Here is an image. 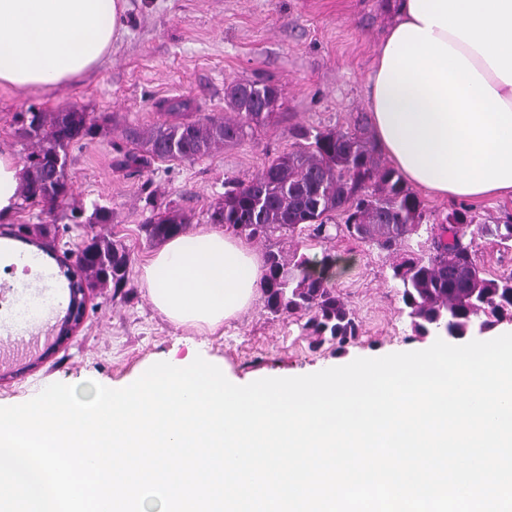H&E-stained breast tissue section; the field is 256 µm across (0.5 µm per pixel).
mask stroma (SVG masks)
<instances>
[{
	"mask_svg": "<svg viewBox=\"0 0 512 512\" xmlns=\"http://www.w3.org/2000/svg\"><path fill=\"white\" fill-rule=\"evenodd\" d=\"M391 0H127L125 28L109 56L90 74L50 95L0 86V148L25 164L33 149L19 113L70 106L87 112L97 125L93 138L69 149L68 179L73 195L54 213L19 203L14 217L0 221V234L21 224L56 223L54 258L45 264L51 285L67 296L68 281L55 258L77 252L88 225L72 210L90 215L112 212L103 231L118 239L130 256L125 288H98L87 298L86 315L73 336L34 368L0 380V406L29 401L53 383L93 380L109 388L131 384L151 363L187 355L223 363L227 376L246 382L266 374L298 377L352 362L429 348L433 337L416 335L390 278L401 252L389 253L355 238L321 240L301 235L255 243L297 249L312 257L335 254L332 284L360 325L343 348H314L298 326L273 318L262 302L223 332L190 333L175 328L147 301L138 270L154 247L141 230L153 206H174L191 217V230L208 226L210 210L222 202L224 184L257 173L272 158L291 151L292 127L353 130L369 124L367 79L377 49L397 16ZM264 79L282 93L278 116L252 136L219 147L195 162H155L144 169H120L123 131L161 120L157 102L187 99L200 115L227 110L224 88L233 80ZM430 223L465 208L480 224L512 223V197L464 202L422 193Z\"/></svg>",
	"mask_w": 512,
	"mask_h": 512,
	"instance_id": "stroma-1",
	"label": "stroma"
}]
</instances>
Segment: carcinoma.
Instances as JSON below:
<instances>
[{
    "label": "carcinoma",
    "mask_w": 512,
    "mask_h": 512,
    "mask_svg": "<svg viewBox=\"0 0 512 512\" xmlns=\"http://www.w3.org/2000/svg\"><path fill=\"white\" fill-rule=\"evenodd\" d=\"M279 101L276 86L241 80L225 92L233 118H195L187 100L162 102L158 104L166 110L162 123L148 131L125 129L132 147L118 149L116 165L144 168L155 160H199L219 145L240 143L270 122ZM19 117L35 146L28 156L21 197L51 210L70 197L68 149L93 137L96 124L74 107ZM292 134L297 149L277 156L245 181L224 183V202L210 211V223L264 241L278 233L291 236L305 230L328 239L334 230L386 251L411 250L425 240L428 256L411 255L391 267V278L417 335L445 334L458 340L512 320V273L487 277L471 244L465 242L467 229L474 225L482 236L512 243V224L476 225L467 209L448 214L444 224L425 223L423 201L399 171L383 165L363 128L296 126ZM335 213L344 216V223H328ZM188 224L184 212L166 208L153 214L142 231L149 241L159 242L185 232ZM50 234L47 224L21 225L17 238L45 252L42 239ZM75 267L81 272L82 287L119 289L128 283L130 258L119 240L95 233L78 252ZM262 297L267 313L301 323L314 348L328 342L341 349L359 335L353 311L304 254L266 252Z\"/></svg>",
    "instance_id": "1"
}]
</instances>
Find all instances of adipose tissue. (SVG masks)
Returning <instances> with one entry per match:
<instances>
[{
	"label": "adipose tissue",
	"instance_id": "obj_1",
	"mask_svg": "<svg viewBox=\"0 0 512 512\" xmlns=\"http://www.w3.org/2000/svg\"><path fill=\"white\" fill-rule=\"evenodd\" d=\"M124 0H0V86L53 91L93 69ZM368 78L375 140L403 177L441 198L512 197V0H397ZM258 255L202 228L166 239L139 270L171 324L213 333L261 294Z\"/></svg>",
	"mask_w": 512,
	"mask_h": 512
}]
</instances>
